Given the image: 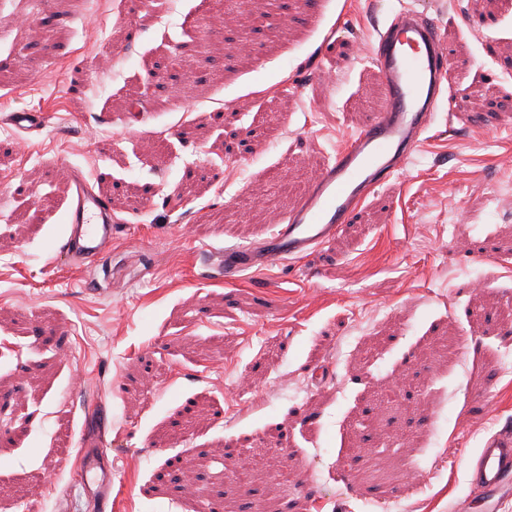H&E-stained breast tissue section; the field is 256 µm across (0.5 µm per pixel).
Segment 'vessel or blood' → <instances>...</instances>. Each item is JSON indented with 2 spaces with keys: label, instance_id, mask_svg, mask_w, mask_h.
Listing matches in <instances>:
<instances>
[{
  "label": "vessel or blood",
  "instance_id": "obj_1",
  "mask_svg": "<svg viewBox=\"0 0 512 512\" xmlns=\"http://www.w3.org/2000/svg\"><path fill=\"white\" fill-rule=\"evenodd\" d=\"M371 61L382 80L381 111L336 150L320 179L288 216L277 220L267 237L218 253L225 280L316 251L351 222L366 197L406 168L434 121L440 80L450 58L435 26L405 8L378 31ZM9 119L17 129L29 132L41 130L45 123L43 113L29 110L10 113ZM113 230L108 203L84 177H76L61 257L68 263L94 260L111 245ZM468 483L486 512H498L512 498L511 429L490 436L478 448Z\"/></svg>",
  "mask_w": 512,
  "mask_h": 512
}]
</instances>
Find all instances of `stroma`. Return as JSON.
I'll return each instance as SVG.
<instances>
[{"label":"stroma","instance_id":"obj_1","mask_svg":"<svg viewBox=\"0 0 512 512\" xmlns=\"http://www.w3.org/2000/svg\"><path fill=\"white\" fill-rule=\"evenodd\" d=\"M452 58L404 174L311 255L233 282L381 106L378 27ZM0 0V512H455L512 425V5ZM487 21L472 29L469 13ZM47 113L38 133L17 110ZM117 231L70 266L74 173ZM266 455L253 483L240 451Z\"/></svg>","mask_w":512,"mask_h":512}]
</instances>
